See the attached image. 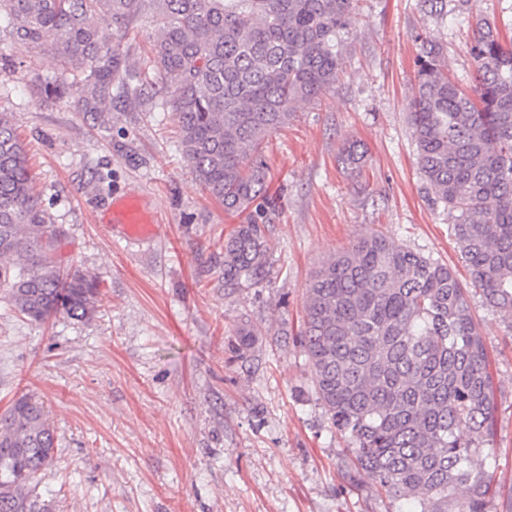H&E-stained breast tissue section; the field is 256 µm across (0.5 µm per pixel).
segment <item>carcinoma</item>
<instances>
[{
    "label": "carcinoma",
    "instance_id": "1",
    "mask_svg": "<svg viewBox=\"0 0 512 512\" xmlns=\"http://www.w3.org/2000/svg\"><path fill=\"white\" fill-rule=\"evenodd\" d=\"M144 0H0L11 36L81 75L76 108L112 123V103L158 81L175 113L184 161L199 183L241 216L224 238V287L267 274L265 139L293 109L336 83L340 46L362 0H157L161 39L146 75L115 49ZM469 89L450 74L443 44L424 36L408 122L419 172L448 209L471 285L447 264L380 233L357 239L310 276L302 347L317 399L347 438L369 488L420 512H487L492 477L480 449L494 441L488 347L469 287L512 316V45L479 19ZM62 86H38L43 103ZM358 170L367 149L339 152ZM55 233L35 192L27 155L0 112V288L27 320L95 316L98 280L53 257ZM260 332H236L244 355ZM44 406L23 394L0 415V512H37L31 484L54 458Z\"/></svg>",
    "mask_w": 512,
    "mask_h": 512
}]
</instances>
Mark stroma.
<instances>
[{"label":"stroma","instance_id":"1","mask_svg":"<svg viewBox=\"0 0 512 512\" xmlns=\"http://www.w3.org/2000/svg\"><path fill=\"white\" fill-rule=\"evenodd\" d=\"M154 9L146 0L119 43L147 72L161 36ZM422 34L469 80L472 27L427 13L423 0H364L335 85L264 144L277 199L269 273L239 290L225 288L214 259L235 219L184 162L175 116L160 107L166 88L147 87L98 126L77 112L75 88L38 102L36 81L60 76L54 57L0 28V112L25 146L54 257L100 283L89 321L35 324L0 301V413L32 395L57 437L32 486L42 512H403L404 502L352 487L347 442L317 399L299 333L314 269L374 230L469 280L407 121ZM352 139L367 147L358 175L338 162ZM132 188L154 196L167 226L146 250L95 221ZM472 305L497 406L488 509L512 512V317L477 292ZM244 322L261 335L240 356Z\"/></svg>","mask_w":512,"mask_h":512}]
</instances>
